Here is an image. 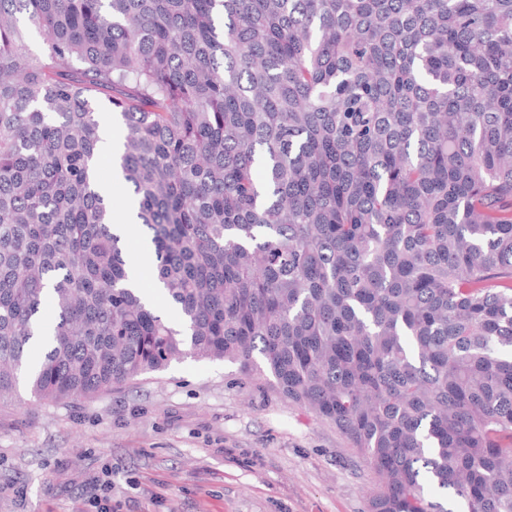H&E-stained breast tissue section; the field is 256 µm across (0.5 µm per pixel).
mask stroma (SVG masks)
Wrapping results in <instances>:
<instances>
[{
  "mask_svg": "<svg viewBox=\"0 0 512 512\" xmlns=\"http://www.w3.org/2000/svg\"><path fill=\"white\" fill-rule=\"evenodd\" d=\"M368 512L336 427L238 364L192 355L90 398L0 403V512Z\"/></svg>",
  "mask_w": 512,
  "mask_h": 512,
  "instance_id": "1",
  "label": "stroma"
}]
</instances>
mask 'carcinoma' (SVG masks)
Returning a JSON list of instances; mask_svg holds the SVG:
<instances>
[{
	"instance_id": "carcinoma-1",
	"label": "carcinoma",
	"mask_w": 512,
	"mask_h": 512,
	"mask_svg": "<svg viewBox=\"0 0 512 512\" xmlns=\"http://www.w3.org/2000/svg\"><path fill=\"white\" fill-rule=\"evenodd\" d=\"M188 354L336 426L368 512H512V0H0V401ZM102 178L112 198V209L120 210L126 204L128 193L124 181L112 178V163L109 159L100 158Z\"/></svg>"
}]
</instances>
